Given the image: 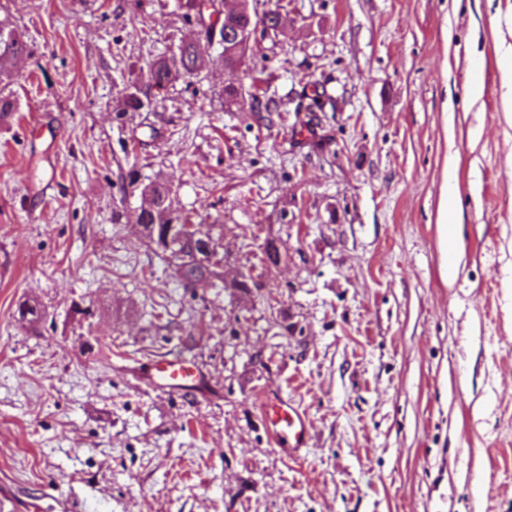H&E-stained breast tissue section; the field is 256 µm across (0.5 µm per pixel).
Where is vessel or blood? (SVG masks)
I'll return each mask as SVG.
<instances>
[{
  "label": "vessel or blood",
  "mask_w": 512,
  "mask_h": 512,
  "mask_svg": "<svg viewBox=\"0 0 512 512\" xmlns=\"http://www.w3.org/2000/svg\"><path fill=\"white\" fill-rule=\"evenodd\" d=\"M192 376V371L176 358L158 361L153 366L152 379L159 385L188 391L193 387ZM262 413L278 448L296 455L308 447L311 425L293 401L278 394H265Z\"/></svg>",
  "instance_id": "1"
}]
</instances>
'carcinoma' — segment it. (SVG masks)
Listing matches in <instances>:
<instances>
[{
  "instance_id": "cac0c4a2",
  "label": "carcinoma",
  "mask_w": 512,
  "mask_h": 512,
  "mask_svg": "<svg viewBox=\"0 0 512 512\" xmlns=\"http://www.w3.org/2000/svg\"><path fill=\"white\" fill-rule=\"evenodd\" d=\"M177 8L183 17L193 20L201 27L203 38L181 43L177 51L169 56H161L147 64L146 82L132 83L122 90L121 106L115 111L114 119L124 126L135 116L152 105L155 94L166 90L170 85L195 76L205 55L214 49L215 60L224 68L233 71L242 64L245 51L241 36L257 28H276L282 5L261 13L249 6V0L227 5L226 0H177ZM30 53L25 36L18 29L0 22V83L14 77L17 62ZM225 94L240 112L267 113L281 112V102L264 93L244 94L233 85L225 88ZM141 195L144 204L140 208L137 223L155 252L170 260L176 274L186 288L203 287L213 284L219 277L216 268L222 263L218 251L212 256L198 259L196 252L202 247L216 243L212 236L215 229L224 230L219 219L207 222L195 221L188 214H182L174 205L171 188L164 182L146 184Z\"/></svg>"
}]
</instances>
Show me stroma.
Masks as SVG:
<instances>
[{
  "label": "stroma",
  "mask_w": 512,
  "mask_h": 512,
  "mask_svg": "<svg viewBox=\"0 0 512 512\" xmlns=\"http://www.w3.org/2000/svg\"><path fill=\"white\" fill-rule=\"evenodd\" d=\"M282 17L241 71L205 64L121 127L122 89L194 34L175 0H0L30 45L0 121V486L31 512H512V0ZM232 82L282 114L229 107ZM158 178L220 216V276L250 294L183 288L155 253L136 216ZM166 357L194 390L146 381ZM268 391L309 418L302 455ZM262 413L275 445L298 455L308 448L311 437L310 422L302 411L282 395L265 394Z\"/></svg>",
  "instance_id": "stroma-1"
}]
</instances>
